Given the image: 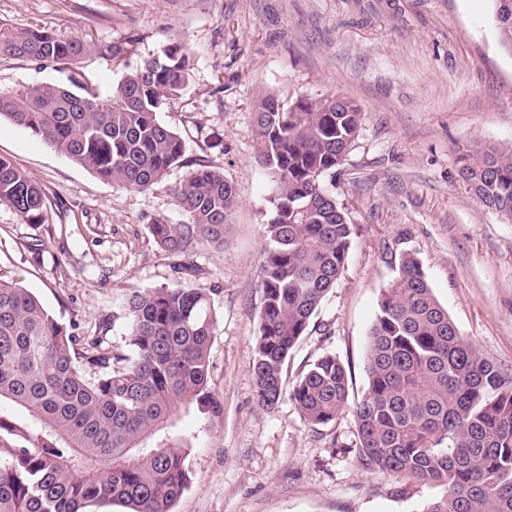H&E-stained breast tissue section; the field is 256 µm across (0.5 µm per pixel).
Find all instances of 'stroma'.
<instances>
[{"instance_id":"35a3bbf8","label":"stroma","mask_w":512,"mask_h":512,"mask_svg":"<svg viewBox=\"0 0 512 512\" xmlns=\"http://www.w3.org/2000/svg\"><path fill=\"white\" fill-rule=\"evenodd\" d=\"M0 24L42 27L103 45L130 43V63L187 47L193 78L160 114L183 160L149 189L104 182L8 121L0 157L49 198L25 223L0 205V279L33 292L79 336L123 346L130 295L192 283L217 324L210 389L219 408L190 413L191 481L172 512H423L441 483L356 464L351 412L307 423L290 400L265 410L252 365L264 225L273 191L254 164V108L266 95L343 94L362 111L355 145L324 187L354 227L345 268L286 362L294 385L319 356L344 364L351 399L367 388L366 352L380 292L415 252L465 340L512 373V223L468 193L462 148L512 144V55L492 0H0ZM66 66L0 56V90L65 84ZM222 169L238 204L224 244L173 255L148 225L180 223L172 195L198 165Z\"/></svg>"}]
</instances>
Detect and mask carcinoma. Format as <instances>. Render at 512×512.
<instances>
[{
    "instance_id": "cac0c4a2",
    "label": "carcinoma",
    "mask_w": 512,
    "mask_h": 512,
    "mask_svg": "<svg viewBox=\"0 0 512 512\" xmlns=\"http://www.w3.org/2000/svg\"><path fill=\"white\" fill-rule=\"evenodd\" d=\"M500 45L512 54V0H494ZM97 52L117 62L131 44L96 47L44 28L0 25V56L40 67L80 63ZM193 76L188 49L142 60L103 92L76 69L71 86L20 85L0 92V119L24 128L98 178L146 190L181 161L184 145L159 113ZM279 97L256 105L255 163L273 186L265 224L261 306L254 336L258 406L283 397L312 425L353 413L355 458L365 472H406L443 484L423 512H512V373L484 359L435 297L422 263L399 259L381 290L367 347V389L349 400L345 366L333 353L287 390L282 371L341 275L353 225L322 180L343 164L361 124L346 97ZM474 200L512 216V146H478L460 157ZM185 220L148 224L164 251L185 255L208 239L224 244L237 203L224 172L201 165L177 188ZM47 194L0 157V204L27 223L43 221ZM124 347L78 356L77 337L30 291L0 280V512H84L118 503L128 512H171L189 484L192 437L182 414L213 409L211 297L190 286L146 288L128 301ZM102 465L87 474L90 465Z\"/></svg>"
}]
</instances>
